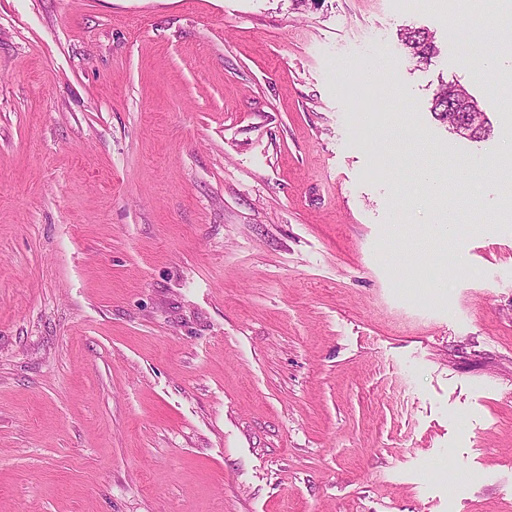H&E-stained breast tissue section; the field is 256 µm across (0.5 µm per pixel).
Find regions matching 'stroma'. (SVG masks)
Instances as JSON below:
<instances>
[{"label": "stroma", "mask_w": 512, "mask_h": 512, "mask_svg": "<svg viewBox=\"0 0 512 512\" xmlns=\"http://www.w3.org/2000/svg\"><path fill=\"white\" fill-rule=\"evenodd\" d=\"M460 19L0 0V512H512V58ZM457 159L437 261L412 166ZM401 41L417 62H428L439 52L435 37L428 31L407 29Z\"/></svg>", "instance_id": "1"}]
</instances>
